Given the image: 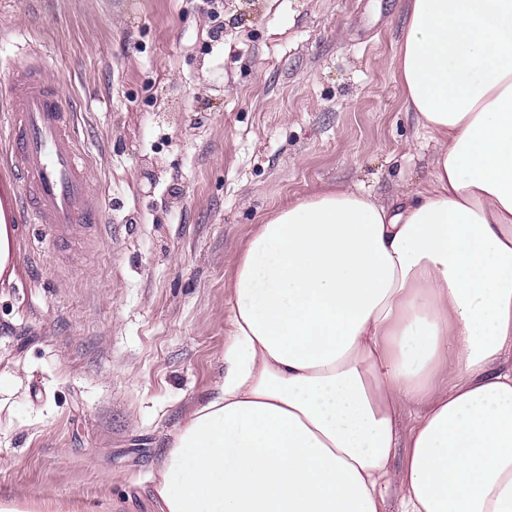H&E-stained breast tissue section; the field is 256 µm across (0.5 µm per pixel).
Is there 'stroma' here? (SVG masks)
<instances>
[{"instance_id": "35a3bbf8", "label": "stroma", "mask_w": 512, "mask_h": 512, "mask_svg": "<svg viewBox=\"0 0 512 512\" xmlns=\"http://www.w3.org/2000/svg\"><path fill=\"white\" fill-rule=\"evenodd\" d=\"M407 0H0V103L39 60L103 206L0 278V495L157 512L168 435L224 374V274L323 185L429 177L394 48ZM221 30L211 39L213 30Z\"/></svg>"}]
</instances>
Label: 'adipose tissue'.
Returning a JSON list of instances; mask_svg holds the SVG:
<instances>
[{
    "label": "adipose tissue",
    "mask_w": 512,
    "mask_h": 512,
    "mask_svg": "<svg viewBox=\"0 0 512 512\" xmlns=\"http://www.w3.org/2000/svg\"><path fill=\"white\" fill-rule=\"evenodd\" d=\"M394 59L428 180L325 186L258 225L158 512H388L395 483L399 512H512V0H409Z\"/></svg>",
    "instance_id": "1"
}]
</instances>
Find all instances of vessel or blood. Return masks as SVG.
<instances>
[{
	"mask_svg": "<svg viewBox=\"0 0 512 512\" xmlns=\"http://www.w3.org/2000/svg\"><path fill=\"white\" fill-rule=\"evenodd\" d=\"M6 167L16 183L7 208L66 242L102 222L85 157L75 134L76 112L39 64L13 71L6 101Z\"/></svg>",
	"mask_w": 512,
	"mask_h": 512,
	"instance_id": "1",
	"label": "vessel or blood"
}]
</instances>
